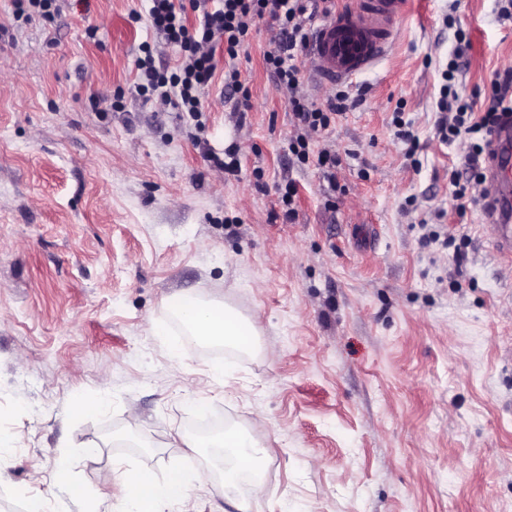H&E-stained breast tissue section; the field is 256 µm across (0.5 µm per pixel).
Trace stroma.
Masks as SVG:
<instances>
[{
    "label": "stroma",
    "instance_id": "1",
    "mask_svg": "<svg viewBox=\"0 0 512 512\" xmlns=\"http://www.w3.org/2000/svg\"><path fill=\"white\" fill-rule=\"evenodd\" d=\"M149 7L67 0L55 21L24 22L0 0V512L34 499L118 512L120 484L101 480L113 466L161 476L189 463L199 479L181 512H235L219 455L189 445L214 424L268 451L252 512H512V262L481 205L457 207L466 142L435 130L458 33L457 89L475 109L512 67L498 0H408L390 55L345 85L354 108L312 145L336 152L332 183L288 152L266 23L236 60L246 114L221 95V55L203 133L144 101L141 44L158 70L180 58ZM230 151L234 176L214 163ZM177 295L252 320L253 347L215 357L185 341ZM62 452L82 498L53 473Z\"/></svg>",
    "mask_w": 512,
    "mask_h": 512
}]
</instances>
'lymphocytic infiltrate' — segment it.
I'll return each mask as SVG.
<instances>
[{
    "label": "lymphocytic infiltrate",
    "instance_id": "1",
    "mask_svg": "<svg viewBox=\"0 0 512 512\" xmlns=\"http://www.w3.org/2000/svg\"><path fill=\"white\" fill-rule=\"evenodd\" d=\"M150 23L164 34L168 44L180 48L183 59L172 73L159 71L154 65L150 46H143L137 60L142 81L138 93L145 100L168 102V88H176L177 108L191 119L202 112L201 95L211 82L215 70V55L224 51L236 59L248 42L252 26L264 21L273 32L263 58L277 87L289 93L294 135L288 151L299 162H308L309 145L313 136L328 130L333 115L345 112L349 97L338 92L327 108L315 107L300 95L302 71L297 63L299 54L310 44L309 25L315 13L330 14V6L321 0H150ZM195 16V25H188V16ZM465 65L464 49H457L443 71L444 83L438 101L436 129L442 141L468 139L465 174H453L454 197L472 204L479 203L483 173L478 165L484 152L475 135L489 136L501 114L512 111V69L497 74L492 83V95L482 116H475L470 102L463 100L456 89V77Z\"/></svg>",
    "mask_w": 512,
    "mask_h": 512
}]
</instances>
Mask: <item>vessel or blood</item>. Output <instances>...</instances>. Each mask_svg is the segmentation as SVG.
I'll return each mask as SVG.
<instances>
[{"mask_svg": "<svg viewBox=\"0 0 512 512\" xmlns=\"http://www.w3.org/2000/svg\"><path fill=\"white\" fill-rule=\"evenodd\" d=\"M404 0H353L322 21L312 39L309 67L313 80L333 87L376 66L391 49ZM483 211L492 246L512 259V114H505L490 137L483 185Z\"/></svg>", "mask_w": 512, "mask_h": 512, "instance_id": "vessel-or-blood-1", "label": "vessel or blood"}]
</instances>
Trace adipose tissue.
<instances>
[{"label":"adipose tissue","instance_id":"adipose-tissue-1","mask_svg":"<svg viewBox=\"0 0 512 512\" xmlns=\"http://www.w3.org/2000/svg\"><path fill=\"white\" fill-rule=\"evenodd\" d=\"M170 308L190 335L237 347H248L253 343V322L239 317L223 304L196 298L189 300L179 295L171 300ZM192 445L223 449L225 496H236L244 488L261 494V465L265 451L246 430L228 427L218 435L197 437ZM116 477L121 480L122 512H172L188 494L189 478L181 471L159 477L124 469L117 475L105 473L102 480L108 484Z\"/></svg>","mask_w":512,"mask_h":512}]
</instances>
